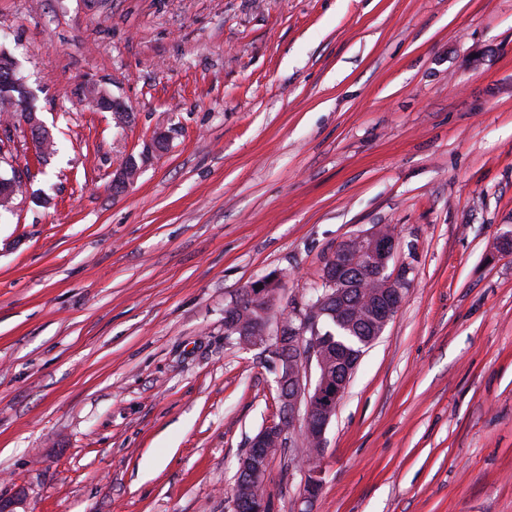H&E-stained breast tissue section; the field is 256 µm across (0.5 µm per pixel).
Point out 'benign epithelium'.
<instances>
[{"mask_svg":"<svg viewBox=\"0 0 512 512\" xmlns=\"http://www.w3.org/2000/svg\"><path fill=\"white\" fill-rule=\"evenodd\" d=\"M85 96L93 103L106 98L115 119L127 112L125 103L103 91L94 83L83 86ZM22 126L31 136L36 150L41 152L51 140V135L37 116L22 120ZM396 248V238L385 228L376 226L369 232L353 236L342 242L330 258L324 270L322 284L325 288L318 300L298 303L290 315L298 319V325L290 328L289 336L283 335L285 320L270 323L253 330L242 319L232 318L228 310L225 329L227 334L241 333L239 346L245 349L265 347L273 355L277 376L276 391L280 404V421L264 426L249 442L242 459L241 471L247 476L248 487H236L232 500L233 512H268L266 489L268 460L277 448L291 445L288 428L298 418L304 419L303 432L311 440V451L322 452L326 429L343 399L350 379L361 357H349L337 361L341 375L331 376L329 368L334 362L329 349L328 337L320 334V323L326 314L336 316V321L355 328L356 315L350 307L349 297L361 289L364 275L377 284L373 298L367 301L365 322L371 334L378 337L401 304L406 272L388 273L389 263ZM316 370L315 382H310V369Z\"/></svg>","mask_w":512,"mask_h":512,"instance_id":"obj_1","label":"benign epithelium"}]
</instances>
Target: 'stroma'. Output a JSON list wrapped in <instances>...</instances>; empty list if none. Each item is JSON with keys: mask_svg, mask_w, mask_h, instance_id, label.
I'll use <instances>...</instances> for the list:
<instances>
[{"mask_svg": "<svg viewBox=\"0 0 512 512\" xmlns=\"http://www.w3.org/2000/svg\"><path fill=\"white\" fill-rule=\"evenodd\" d=\"M0 43L58 148L41 162L10 132L28 171L0 213L15 512H231L280 409L225 309L274 273L278 317L376 224L396 229L402 303L326 430L318 496L296 432L269 512H512V0H0Z\"/></svg>", "mask_w": 512, "mask_h": 512, "instance_id": "35a3bbf8", "label": "stroma"}]
</instances>
